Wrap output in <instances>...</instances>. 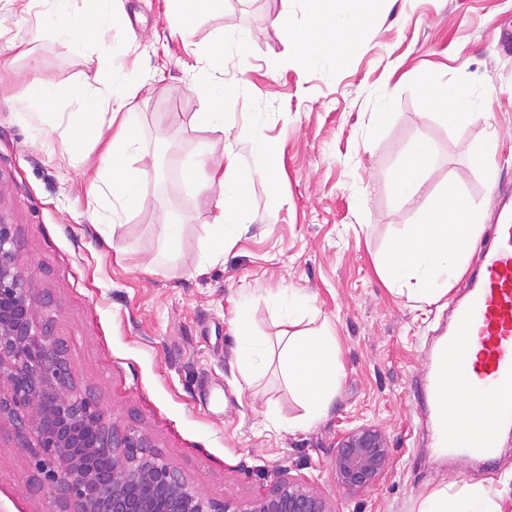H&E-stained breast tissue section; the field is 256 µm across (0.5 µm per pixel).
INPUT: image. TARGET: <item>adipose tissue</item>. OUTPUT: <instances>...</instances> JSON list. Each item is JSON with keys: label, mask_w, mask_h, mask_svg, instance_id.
I'll return each mask as SVG.
<instances>
[{"label": "adipose tissue", "mask_w": 512, "mask_h": 512, "mask_svg": "<svg viewBox=\"0 0 512 512\" xmlns=\"http://www.w3.org/2000/svg\"><path fill=\"white\" fill-rule=\"evenodd\" d=\"M21 13L36 16V34L48 33L82 48L90 36L111 29L120 20L118 0H14ZM175 34L187 36L197 15H220L224 0H167ZM382 0H302L304 23L293 27L289 15H282L280 26L295 53L306 63L339 66L363 31V21L376 13ZM224 41H217L205 53L196 55L198 73L195 91L202 102L196 115L200 125L210 131L224 128V100L228 94L214 72L223 70ZM424 97L426 108H437L448 126H458L475 117L476 97L437 85H429ZM139 87L119 83L96 110L78 109L69 115V131L74 148H81L84 133L111 131L112 138L101 157V165L89 194L101 207L98 221L109 229L120 226L119 213L141 209L144 194L139 175L130 171L128 157L141 149L135 101ZM86 89L63 90L40 78L28 86L26 115L41 119L49 103L83 101ZM437 161L430 142H412L400 155L393 185L399 205L408 206L420 195L427 176ZM183 178L194 187L197 205L212 210L213 219L206 232L208 260H218L222 245L240 228V218L248 205L252 172L239 168L234 155L213 158L200 154L183 167ZM483 214L463 195L445 190L435 193L423 211L420 223L395 238L379 266L392 291L416 301L432 304L444 298L463 276L473 245L482 231ZM240 345L238 366L248 377H258L270 364H278L285 382L295 391L305 408L302 418L289 422L294 432L319 421L341 385L343 367L336 338L331 332L299 333L279 337L277 342L255 335L248 309L236 312ZM418 512H502L499 502L481 483H470L456 491L439 489L425 498Z\"/></svg>", "instance_id": "1"}]
</instances>
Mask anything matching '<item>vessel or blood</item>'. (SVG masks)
<instances>
[{
    "mask_svg": "<svg viewBox=\"0 0 512 512\" xmlns=\"http://www.w3.org/2000/svg\"><path fill=\"white\" fill-rule=\"evenodd\" d=\"M486 220L479 260L411 386L453 469L492 465L500 434L512 430V216L498 208Z\"/></svg>",
    "mask_w": 512,
    "mask_h": 512,
    "instance_id": "1",
    "label": "vessel or blood"
}]
</instances>
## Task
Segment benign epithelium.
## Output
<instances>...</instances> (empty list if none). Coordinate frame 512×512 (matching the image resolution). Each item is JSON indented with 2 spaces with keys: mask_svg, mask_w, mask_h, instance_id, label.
I'll use <instances>...</instances> for the list:
<instances>
[{
  "mask_svg": "<svg viewBox=\"0 0 512 512\" xmlns=\"http://www.w3.org/2000/svg\"><path fill=\"white\" fill-rule=\"evenodd\" d=\"M18 241L0 217V420L34 440L46 482L58 491L56 512H213L180 473L147 454L150 439L112 417L75 382L17 260ZM331 468L337 483L364 491L391 468L383 431L361 423L341 432ZM224 512H335L313 484L283 475Z\"/></svg>",
  "mask_w": 512,
  "mask_h": 512,
  "instance_id": "7a95c632",
  "label": "benign epithelium"
}]
</instances>
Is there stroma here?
<instances>
[{
  "label": "stroma",
  "instance_id": "stroma-1",
  "mask_svg": "<svg viewBox=\"0 0 512 512\" xmlns=\"http://www.w3.org/2000/svg\"><path fill=\"white\" fill-rule=\"evenodd\" d=\"M289 13L303 22L301 0H224L220 16L198 17L188 37L172 34L164 0H123V22L111 38L121 49L114 68L97 51L76 52L43 36L33 18L0 0V216L19 242L18 263L35 269L38 319L52 322L77 381L117 421L136 426L157 457L222 512L229 499L254 496L282 469L311 482L336 512H417L444 486L483 483L512 512V436L502 440L493 471L455 474L437 457L420 422L409 378L419 353L434 345L452 297L424 304L391 293L377 266L389 241L421 218L429 195L454 185L481 210L493 192L512 195V0H388L346 61L334 72L296 58L277 24ZM247 29L242 62L220 77L233 93L224 129L198 127L197 76L184 61L220 35ZM26 39L31 59L7 44ZM71 89L107 91L134 79L143 141L128 160L143 174L145 203L109 232L89 208L88 178L101 149L94 138L75 153L66 130L68 102L53 103L42 129L22 117L33 77ZM480 93V114L457 127L424 113L423 81ZM390 117L378 121L380 100ZM261 124L278 163V193L253 180L241 218L217 263L204 264V226L183 165L208 152L237 155L242 169H265L250 150ZM165 136L171 160L155 153ZM423 139L438 152L419 207L399 206L392 178L400 152ZM486 149L498 167L487 185L472 163ZM188 210V241L174 260L158 258L161 226ZM310 301L301 326L281 321L270 293ZM245 304L255 334L276 339L330 323L344 376L326 416L294 433L282 422L302 408L270 366L252 385L237 367L234 316ZM369 421L389 439L392 466L371 489L341 488L330 466L336 436ZM54 495L9 423L0 424V512H54Z\"/></svg>",
  "mask_w": 512,
  "mask_h": 512
}]
</instances>
